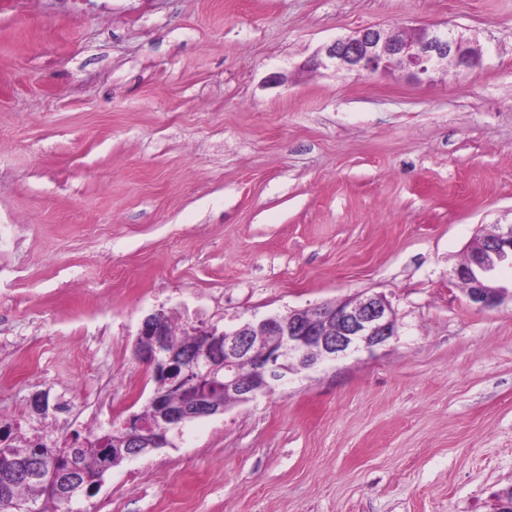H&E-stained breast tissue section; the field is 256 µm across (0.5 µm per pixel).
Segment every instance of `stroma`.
Wrapping results in <instances>:
<instances>
[{
  "mask_svg": "<svg viewBox=\"0 0 512 512\" xmlns=\"http://www.w3.org/2000/svg\"><path fill=\"white\" fill-rule=\"evenodd\" d=\"M369 25L449 27L484 63L429 85L312 66ZM496 224L512 0H0V420L139 412L158 310L233 330L366 293L398 322L113 468L84 512H497L512 303L453 277Z\"/></svg>",
  "mask_w": 512,
  "mask_h": 512,
  "instance_id": "stroma-1",
  "label": "stroma"
}]
</instances>
